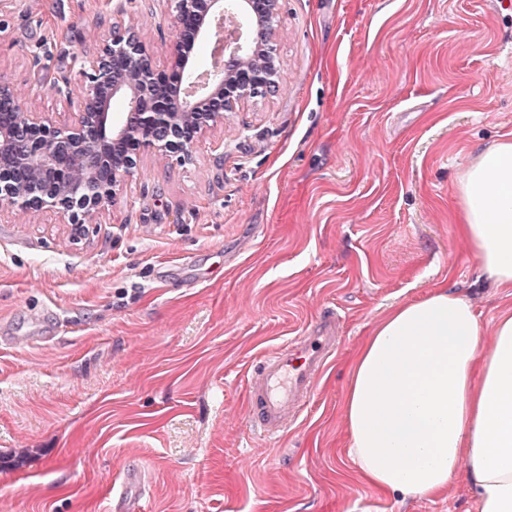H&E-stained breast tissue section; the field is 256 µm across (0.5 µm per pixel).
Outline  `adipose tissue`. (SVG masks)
<instances>
[{
	"mask_svg": "<svg viewBox=\"0 0 512 512\" xmlns=\"http://www.w3.org/2000/svg\"><path fill=\"white\" fill-rule=\"evenodd\" d=\"M458 231L499 288H512V140L458 184ZM488 353L471 302L441 285L391 307L348 360L342 399L357 476L404 498L466 473L479 512H512V310Z\"/></svg>",
	"mask_w": 512,
	"mask_h": 512,
	"instance_id": "ef3b65f1",
	"label": "adipose tissue"
}]
</instances>
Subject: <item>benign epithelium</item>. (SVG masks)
<instances>
[{"mask_svg":"<svg viewBox=\"0 0 512 512\" xmlns=\"http://www.w3.org/2000/svg\"><path fill=\"white\" fill-rule=\"evenodd\" d=\"M283 0H176L174 61L156 65L134 27L112 30L82 71L74 117L63 123L26 106L0 77V211L55 213L79 238L120 194L140 156L152 151L185 164L196 145L223 126L224 113L279 88L277 53ZM239 12L246 26L224 40L213 83L192 74L198 44L220 32L207 25ZM124 103L114 120L112 104Z\"/></svg>","mask_w":512,"mask_h":512,"instance_id":"obj_1","label":"benign epithelium"}]
</instances>
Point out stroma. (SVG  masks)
<instances>
[{
	"label": "stroma",
	"instance_id": "35a3bbf8",
	"mask_svg": "<svg viewBox=\"0 0 512 512\" xmlns=\"http://www.w3.org/2000/svg\"><path fill=\"white\" fill-rule=\"evenodd\" d=\"M174 0H0V76L56 92L113 26L157 64ZM280 89L227 113L192 163L141 156L72 240L0 214V512H104L128 462L144 512H477L465 477L383 496L346 456V362L394 304L447 283L485 331L512 308L450 221L476 155L512 138V5L285 0ZM337 312L343 341L300 420L247 421L261 354Z\"/></svg>",
	"mask_w": 512,
	"mask_h": 512
}]
</instances>
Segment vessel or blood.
<instances>
[{
	"label": "vessel or blood",
	"instance_id": "obj_1",
	"mask_svg": "<svg viewBox=\"0 0 512 512\" xmlns=\"http://www.w3.org/2000/svg\"><path fill=\"white\" fill-rule=\"evenodd\" d=\"M337 326L335 315H324L249 367L250 422L265 438H281L300 418L336 353Z\"/></svg>",
	"mask_w": 512,
	"mask_h": 512
}]
</instances>
